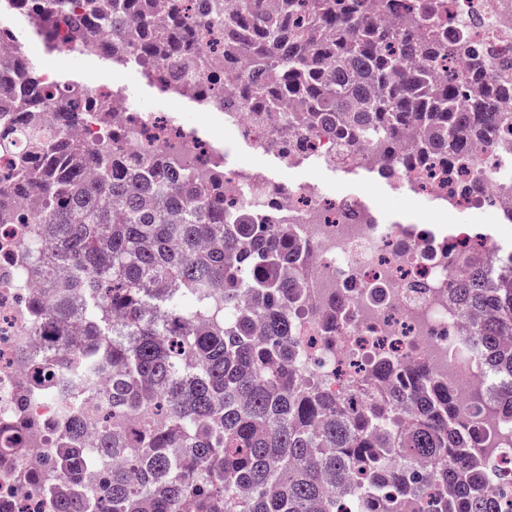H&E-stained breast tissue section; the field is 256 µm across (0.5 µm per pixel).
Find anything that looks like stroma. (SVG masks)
<instances>
[{
    "instance_id": "1",
    "label": "stroma",
    "mask_w": 512,
    "mask_h": 512,
    "mask_svg": "<svg viewBox=\"0 0 512 512\" xmlns=\"http://www.w3.org/2000/svg\"><path fill=\"white\" fill-rule=\"evenodd\" d=\"M0 28L13 33L24 44L35 67L53 74L57 82L110 86L122 91L138 110L170 113L210 139L226 164L244 169L261 168L273 185L288 189L297 183L309 182L323 196L356 198L366 207L377 209L382 220L390 224L438 221L433 202L415 195L406 186L392 189L389 182L379 180L365 167L345 168L314 162L292 169L284 166L277 150L255 148L225 127L219 116L204 111L199 101L186 98L174 101L160 95L138 65L121 66L98 56L67 57L45 51L41 35L15 10H0Z\"/></svg>"
}]
</instances>
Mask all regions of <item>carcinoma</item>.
<instances>
[{
  "label": "carcinoma",
  "instance_id": "1",
  "mask_svg": "<svg viewBox=\"0 0 512 512\" xmlns=\"http://www.w3.org/2000/svg\"><path fill=\"white\" fill-rule=\"evenodd\" d=\"M39 33L61 0H12ZM196 19L177 0H81L69 37L112 26L104 54L134 50L146 67L171 59L194 69ZM224 0V70L246 56L251 76L227 106L246 102L263 119L292 104L291 123L336 139V158L371 142L380 153L432 161L461 156L512 127V76L496 50L472 53L448 28L442 0H412L392 28L371 0ZM0 224H19L36 189L50 240L18 242L48 288L30 303L41 354L54 370L19 396L77 389L112 371V422L98 448L120 458L104 497L85 483L98 457L83 448V417L66 406L46 461L19 480L45 488L52 512H500L488 493L477 414L462 411L424 362L379 354L383 404L351 405L348 391L302 379L292 317L307 306L304 246L280 224H255L243 207L224 216V167L158 152L125 153L111 127L92 148L67 131L82 123L90 90L58 85L59 111L20 49L0 57ZM449 292L494 381L512 397V272L493 279L460 259ZM342 313L331 300L324 324ZM24 410L0 423V451L33 440Z\"/></svg>",
  "mask_w": 512,
  "mask_h": 512
}]
</instances>
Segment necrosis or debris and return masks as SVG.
Masks as SVG:
<instances>
[{"mask_svg": "<svg viewBox=\"0 0 512 512\" xmlns=\"http://www.w3.org/2000/svg\"><path fill=\"white\" fill-rule=\"evenodd\" d=\"M448 22L467 28L475 46L497 43L512 64V11L498 0H448ZM223 40L220 24L210 25L201 35L191 80L173 82L165 65L146 71L145 77L168 97L204 102L210 111L222 114L225 126L261 145L266 131L254 124L246 105L238 104L232 111L224 105L231 83L217 66ZM93 94L109 97L110 124L126 152L150 149L217 159L210 141L186 130L172 116L131 108L117 90L105 93L97 88ZM269 119L282 136L286 165L297 167L335 154L334 139L289 131L287 108L271 112ZM356 160L446 206L447 224H387L356 199L322 197L309 183L284 191L251 169L225 170L224 209L231 214L248 204L257 223L287 225L309 252V310L294 327L305 355V373L330 378L332 388L342 391L365 384L364 359L372 353H392L404 364L422 358L436 375L447 379L459 406H467L471 390L487 391L491 384L480 356L465 349L459 313L448 299L450 273L468 254L498 261L503 247L481 227L459 223L458 218L488 208L502 223H512V129H501L492 144L443 163L406 161L396 166L371 148L361 150ZM36 207V201L27 202L21 223L0 225V270H15L10 283H0V421L15 413L18 394L33 371L21 354L34 343L32 324L25 316L34 291L16 244L22 234L38 233ZM332 293L346 298L348 310L331 333L322 323L319 303ZM498 426L494 415L483 424L491 454L490 488L495 492L512 490V441L499 436ZM33 459L25 448L0 454V512H50L45 492L16 478Z\"/></svg>", "mask_w": 512, "mask_h": 512, "instance_id": "necrosis-or-debris-1", "label": "necrosis or debris"}]
</instances>
